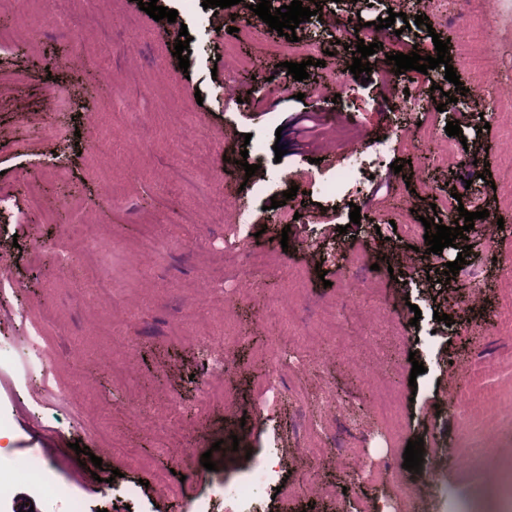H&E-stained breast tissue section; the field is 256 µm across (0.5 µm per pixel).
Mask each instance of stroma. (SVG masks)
I'll use <instances>...</instances> for the list:
<instances>
[{
  "label": "stroma",
  "mask_w": 512,
  "mask_h": 512,
  "mask_svg": "<svg viewBox=\"0 0 512 512\" xmlns=\"http://www.w3.org/2000/svg\"><path fill=\"white\" fill-rule=\"evenodd\" d=\"M202 2L158 0L177 10L171 23L136 0H0V17L20 8L29 21L0 47V189L14 199L0 215V276L18 284L0 298V346L31 356L28 322L36 320L69 392L63 403L39 374L23 385L0 371V467L36 451L67 489L44 495L14 480L0 512H69L71 493L85 512H191L210 483L239 479L268 456L281 461L278 485L256 490L255 512H503L489 477L512 460V269L503 262L512 254V166L503 161L512 126L494 112L512 97V0H466L461 18L440 17L422 0H302L323 16L300 23L296 35L329 52L303 82L282 66L302 55L270 53L279 36L258 15L246 21L252 37L239 40L229 32L239 6ZM391 11L398 30L405 18L428 17L415 39L425 54L435 55L437 34L450 57L465 47L489 56L488 67L457 69L455 84L441 66L398 75L380 47L369 81L349 79L351 103L335 101L325 77L349 70L360 23ZM474 25L484 39L472 38ZM183 27L186 70L173 54ZM230 43L246 61L235 71L225 63ZM459 84L487 88L489 123L473 111H437ZM453 120L467 139L463 161L436 165L397 144L415 123L446 139ZM339 127L380 152L360 192L335 205L324 186L347 160L333 140ZM102 138L104 154L93 149ZM278 140L288 149L280 158ZM468 161L484 175L479 194L495 221L421 256L390 224L394 202L409 206L411 220L433 218L436 199L460 192ZM247 163L255 175L246 176ZM295 169L310 178L287 200L297 218L285 227L270 198L253 208V193L265 182L286 191L282 178ZM58 183L78 191L56 195ZM354 205L362 212L355 225ZM248 207L252 237L225 247V219ZM147 220L165 243L155 255L137 250ZM71 224L98 242V271L55 264L51 251L65 246ZM465 246V264L441 279L442 264ZM249 253L269 265L244 269ZM357 253L379 265L378 279L353 264ZM101 271L111 294L98 292ZM347 283L377 288L359 304L351 341L346 321L322 311ZM279 303L286 311L273 328L264 315ZM437 312L449 322L434 320ZM211 330L224 338L229 400L204 407L197 338ZM275 334L288 339L276 352ZM113 360L125 363V379L108 373ZM416 360L425 367L417 376ZM272 370L284 389L277 400L265 383ZM384 383L398 394L391 424L373 409ZM323 392L332 400L320 407ZM174 400L181 433L171 445L187 451L179 461L160 451L159 424ZM364 401L365 415L352 414ZM419 438L424 461L414 473L403 453ZM79 445L101 467L79 463ZM381 449L392 459L384 469ZM206 452L215 470L202 466ZM142 458L150 469L139 467ZM123 484L139 485L134 505L114 493Z\"/></svg>",
  "instance_id": "1"
}]
</instances>
